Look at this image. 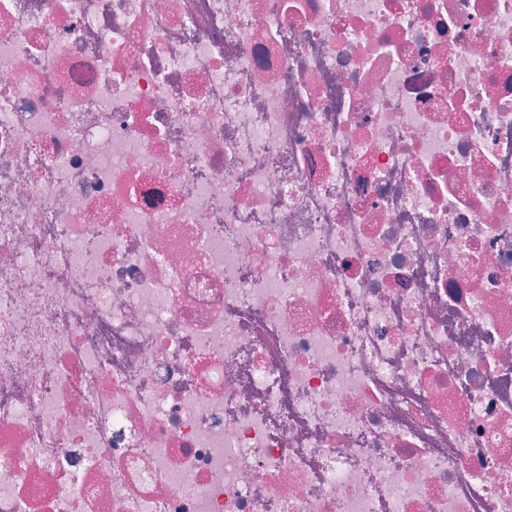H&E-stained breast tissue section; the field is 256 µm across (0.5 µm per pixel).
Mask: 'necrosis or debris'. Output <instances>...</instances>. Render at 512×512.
<instances>
[{"label": "necrosis or debris", "instance_id": "necrosis-or-debris-1", "mask_svg": "<svg viewBox=\"0 0 512 512\" xmlns=\"http://www.w3.org/2000/svg\"><path fill=\"white\" fill-rule=\"evenodd\" d=\"M0 512H512V0H0Z\"/></svg>", "mask_w": 512, "mask_h": 512}]
</instances>
